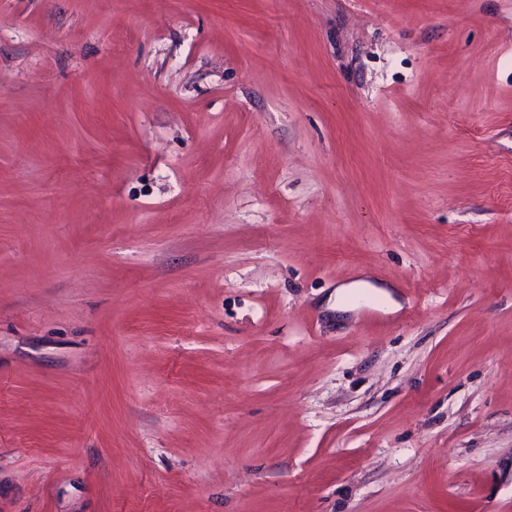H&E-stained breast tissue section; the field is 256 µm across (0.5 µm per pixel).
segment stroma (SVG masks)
I'll return each instance as SVG.
<instances>
[{
    "instance_id": "35a3bbf8",
    "label": "stroma",
    "mask_w": 512,
    "mask_h": 512,
    "mask_svg": "<svg viewBox=\"0 0 512 512\" xmlns=\"http://www.w3.org/2000/svg\"><path fill=\"white\" fill-rule=\"evenodd\" d=\"M0 512H512V0H0ZM366 290H373L376 294L383 298L386 304V309L388 311L393 312L401 307L399 302L393 297V293L390 290L374 286L367 281H358L349 285H341L336 288V310L345 311L347 309L354 308L355 306L344 305L343 303L352 295Z\"/></svg>"
}]
</instances>
